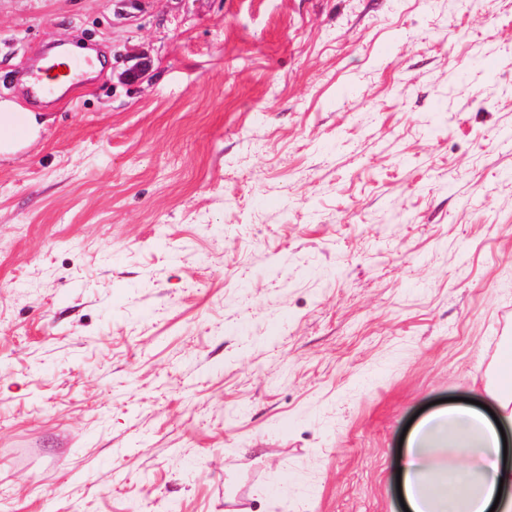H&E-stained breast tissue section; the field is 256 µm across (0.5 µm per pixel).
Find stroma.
I'll use <instances>...</instances> for the list:
<instances>
[{
	"instance_id": "stroma-1",
	"label": "stroma",
	"mask_w": 512,
	"mask_h": 512,
	"mask_svg": "<svg viewBox=\"0 0 512 512\" xmlns=\"http://www.w3.org/2000/svg\"><path fill=\"white\" fill-rule=\"evenodd\" d=\"M4 99L0 512H403L512 350V0H0ZM0 136L11 139L14 124L11 119L19 120L25 129L32 134L41 127L36 112L22 108L14 103L0 102ZM15 114H19L14 116Z\"/></svg>"
}]
</instances>
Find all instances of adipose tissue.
Returning <instances> with one entry per match:
<instances>
[{
    "instance_id": "adipose-tissue-1",
    "label": "adipose tissue",
    "mask_w": 512,
    "mask_h": 512,
    "mask_svg": "<svg viewBox=\"0 0 512 512\" xmlns=\"http://www.w3.org/2000/svg\"><path fill=\"white\" fill-rule=\"evenodd\" d=\"M486 394L495 418L451 406L414 429L402 471L410 512H512V460L502 430L512 429V360L500 361Z\"/></svg>"
}]
</instances>
